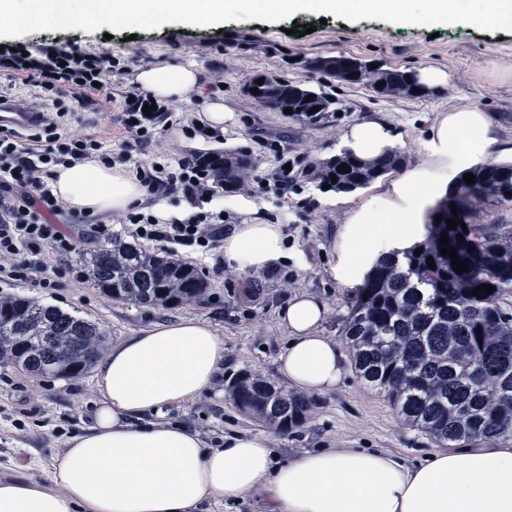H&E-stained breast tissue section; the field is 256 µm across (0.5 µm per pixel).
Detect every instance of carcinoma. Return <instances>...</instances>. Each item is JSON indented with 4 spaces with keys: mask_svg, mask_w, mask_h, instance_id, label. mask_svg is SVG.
<instances>
[{
    "mask_svg": "<svg viewBox=\"0 0 512 512\" xmlns=\"http://www.w3.org/2000/svg\"><path fill=\"white\" fill-rule=\"evenodd\" d=\"M337 66L351 72L340 79ZM309 67L342 84H362L381 96L393 95L407 71L352 56L316 57ZM383 87H376L380 80ZM309 101H304V98ZM288 101L296 116H319L335 101L322 91L297 85L275 74L265 76L256 101ZM216 175L226 185L242 181L253 168L242 153H217ZM404 156L393 151L368 163L344 149L315 161L306 175L319 185L351 193L399 170ZM344 170H338V167ZM471 173L468 184L463 175ZM457 213H452L451 204ZM512 207V163L477 165L458 175L436 205L427 235L398 262L380 260L359 286L344 326L357 377L384 392L397 415L446 448L476 439H512V230L485 221L495 209ZM441 217L435 221V217ZM459 225L447 229L446 220ZM454 248L466 271L452 268ZM433 258L435 268L428 267ZM89 281L104 296L146 307L195 302L204 296V281L184 262L121 240L101 245L83 259ZM481 284L494 286L473 295ZM0 365L19 367L38 377L74 376L93 365L107 334L88 319L22 297H0ZM230 397L241 410L272 427L300 426L312 400L259 378L243 376Z\"/></svg>",
    "mask_w": 512,
    "mask_h": 512,
    "instance_id": "cac0c4a2",
    "label": "carcinoma"
}]
</instances>
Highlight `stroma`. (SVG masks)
<instances>
[{"instance_id": "1", "label": "stroma", "mask_w": 512, "mask_h": 512, "mask_svg": "<svg viewBox=\"0 0 512 512\" xmlns=\"http://www.w3.org/2000/svg\"><path fill=\"white\" fill-rule=\"evenodd\" d=\"M295 23L314 25L315 30L304 36L293 34L290 28ZM64 35L77 46L104 49L118 62L111 111L75 104L66 126L73 135L109 134L116 151L127 141L121 125L122 93L140 68L190 63L206 84L223 74L221 96L229 118L218 135L193 125L165 138L151 133L134 147L133 158L146 164L161 153L174 161L215 150L250 155L254 179L248 189L221 190L198 207L172 192L156 205L175 211L180 219L198 210H221L229 227L245 219L243 212L229 206V199H249L260 217L283 225L290 253L278 271L243 273L225 266L220 249L207 253L181 249L179 260L190 263L207 282L206 295L197 303L151 308L106 298L88 279L78 280L71 274V267L79 263L78 253L65 255L39 246L25 251L24 257L49 265L54 287L16 281L0 287V296L22 295L90 319L112 340L159 321L181 317L211 321L224 338L223 374L193 402L166 410L169 418L210 440L244 431L264 434L283 461L306 450L336 446L386 448L412 462L434 448V440L401 421L387 397L366 387L356 373H349L333 393L313 398L305 423L289 433L239 411L227 392L228 377L253 374L281 384L277 358L287 332L278 313L296 293L323 298L331 308L325 335L344 338L343 324L357 291L338 285L327 274L334 259L332 232L346 223L365 198L383 193L389 180L381 178L337 200L332 190L307 179L310 162L339 154L351 127L376 119L400 142L405 168H413L422 159L423 142L438 114L465 105L483 109L498 138L511 144L512 31L491 32L461 23L433 28L300 14L269 24L259 19L229 21L220 29L170 23L133 34L125 28L114 31L109 40L99 30L68 29ZM338 55L416 73L436 70L445 73L447 82L422 98H391L363 85L322 78L307 66L312 58ZM267 73L323 91L335 99L336 113L310 125L260 106L247 86ZM285 161L290 162V171L282 170ZM97 403L93 372L37 379L20 368L0 365V474L44 480L51 460L89 424Z\"/></svg>"}]
</instances>
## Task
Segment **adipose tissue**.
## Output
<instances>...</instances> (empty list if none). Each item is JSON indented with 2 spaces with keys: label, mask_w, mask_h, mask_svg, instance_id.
Masks as SVG:
<instances>
[{
  "label": "adipose tissue",
  "mask_w": 512,
  "mask_h": 512,
  "mask_svg": "<svg viewBox=\"0 0 512 512\" xmlns=\"http://www.w3.org/2000/svg\"><path fill=\"white\" fill-rule=\"evenodd\" d=\"M138 86L158 99L201 89L197 70L149 66ZM346 149L371 159L396 149L385 126L368 121L344 137ZM424 159L394 179L386 193L363 201L333 237L328 274L359 284L384 255L394 258L422 241L421 209L444 194L450 172L497 157L498 140L485 113L463 106L441 114L428 131ZM54 188L72 209L123 212L147 194L135 173L90 162L59 168ZM234 225L221 244L227 267L257 272L288 257L279 224L255 219ZM323 299L294 295L282 308L288 332L278 371L296 392L321 396L344 381L343 350L322 328ZM224 367V338L208 321L156 322L116 341L97 362L100 395L93 419L56 456L47 480L0 477V512H209L265 489L271 512H512V440H474L433 449L408 463L368 448H322L275 463L262 434L210 442L187 425L164 419L165 407L194 401Z\"/></svg>",
  "instance_id": "1"
}]
</instances>
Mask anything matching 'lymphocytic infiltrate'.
I'll use <instances>...</instances> for the list:
<instances>
[{"label":"lymphocytic infiltrate","instance_id":"obj_1","mask_svg":"<svg viewBox=\"0 0 512 512\" xmlns=\"http://www.w3.org/2000/svg\"><path fill=\"white\" fill-rule=\"evenodd\" d=\"M0 72L11 79L10 84L0 85V103L15 101V86L20 83L32 87L27 107L40 115L37 132L27 143L16 131L0 128V284L23 277L48 288L52 281L46 275V265L28 263L22 257L23 250L46 245L70 252L80 244L58 222L72 210L53 190L57 167L96 160L110 166L131 161L128 151L112 152L101 139L60 133L68 116L64 100L110 110L114 67L111 56L98 50L86 52L70 40L58 38L28 47L23 53L0 48ZM124 95L122 126L129 141L139 142L152 127L173 128L177 118L166 102H154L151 95L133 84ZM147 104L153 105L152 114L144 113ZM135 171L152 198L178 191L190 203H204L222 187L204 163L193 156L179 161L174 169L139 165ZM124 221L131 224L133 237L163 243L169 254L181 247L210 251L224 232V220L218 212L196 213L162 224L153 214L141 210L126 213Z\"/></svg>","mask_w":512,"mask_h":512}]
</instances>
